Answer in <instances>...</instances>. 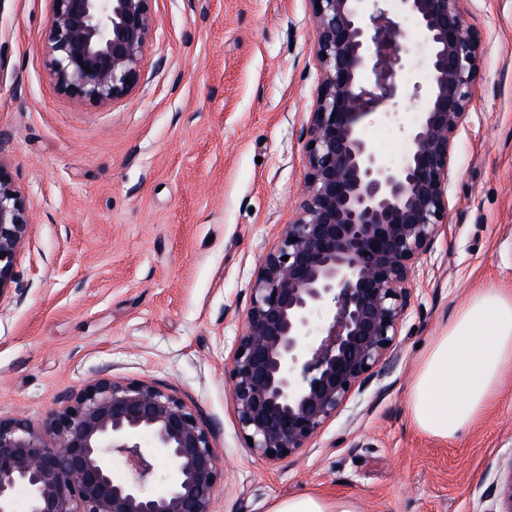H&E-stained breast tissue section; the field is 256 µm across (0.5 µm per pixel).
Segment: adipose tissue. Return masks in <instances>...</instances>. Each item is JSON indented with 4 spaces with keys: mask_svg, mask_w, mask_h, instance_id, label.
<instances>
[{
    "mask_svg": "<svg viewBox=\"0 0 512 512\" xmlns=\"http://www.w3.org/2000/svg\"><path fill=\"white\" fill-rule=\"evenodd\" d=\"M512 372V293L490 285L471 295L420 361L410 388L416 427L457 440L484 413ZM267 512H361L353 498L313 494L276 500Z\"/></svg>",
    "mask_w": 512,
    "mask_h": 512,
    "instance_id": "1",
    "label": "adipose tissue"
}]
</instances>
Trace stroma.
<instances>
[{
	"mask_svg": "<svg viewBox=\"0 0 512 512\" xmlns=\"http://www.w3.org/2000/svg\"><path fill=\"white\" fill-rule=\"evenodd\" d=\"M51 0H0V163L30 228L0 294V417L43 426L107 375L177 395L211 428L214 512H266L303 493L362 512H481L512 455V375L455 443L420 432L415 369L478 289L512 291V0H463L483 53L452 146L448 221L416 262L397 358L306 448L251 454L227 367L250 285L301 202L320 85L309 0H153L157 25L128 97L60 93L45 44ZM411 107L364 137L380 156Z\"/></svg>",
	"mask_w": 512,
	"mask_h": 512,
	"instance_id": "35a3bbf8",
	"label": "stroma"
}]
</instances>
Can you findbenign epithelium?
Masks as SVG:
<instances>
[{
    "instance_id": "1",
    "label": "benign epithelium",
    "mask_w": 512,
    "mask_h": 512,
    "mask_svg": "<svg viewBox=\"0 0 512 512\" xmlns=\"http://www.w3.org/2000/svg\"><path fill=\"white\" fill-rule=\"evenodd\" d=\"M360 2L309 0L321 88L305 133L303 200L251 284L228 369L240 432L267 461L305 447L396 357L410 274L448 220L452 143L479 74L482 39L460 0H401L428 47V79L412 85L422 112L406 158L386 163L362 121L401 94L405 34L386 0H373L367 17ZM52 3L46 50L57 90L99 103L131 94L157 23L152 0ZM28 230L22 194L0 164V294ZM114 454L128 465L122 481ZM158 457L168 480L155 491ZM499 471L483 512H512V456ZM223 479L210 427L148 382L99 378L40 428L0 418V512H15L20 489L27 512H213Z\"/></svg>"
}]
</instances>
